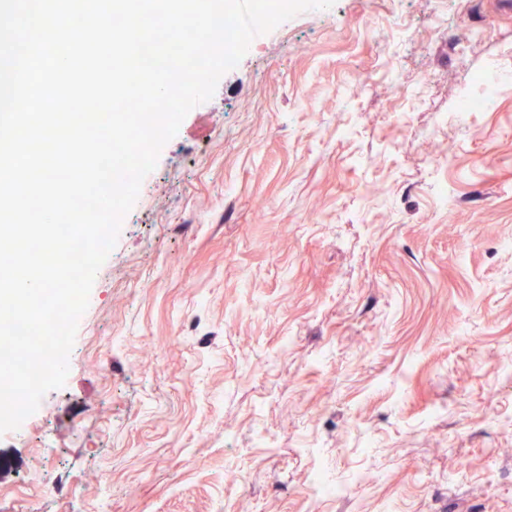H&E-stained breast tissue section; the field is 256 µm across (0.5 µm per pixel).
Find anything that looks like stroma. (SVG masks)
Here are the masks:
<instances>
[{"label": "stroma", "instance_id": "stroma-1", "mask_svg": "<svg viewBox=\"0 0 512 512\" xmlns=\"http://www.w3.org/2000/svg\"><path fill=\"white\" fill-rule=\"evenodd\" d=\"M492 73L512 0H336L253 39L144 178L65 385L0 435V512H512Z\"/></svg>", "mask_w": 512, "mask_h": 512}]
</instances>
